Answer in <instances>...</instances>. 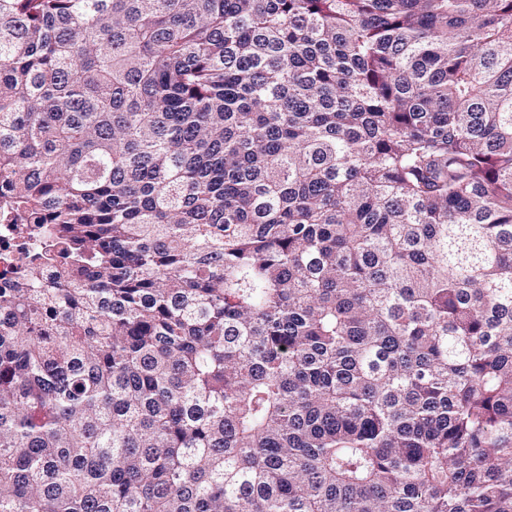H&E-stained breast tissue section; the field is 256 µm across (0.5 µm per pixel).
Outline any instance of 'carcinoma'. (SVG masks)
<instances>
[{"label":"carcinoma","instance_id":"obj_1","mask_svg":"<svg viewBox=\"0 0 512 512\" xmlns=\"http://www.w3.org/2000/svg\"><path fill=\"white\" fill-rule=\"evenodd\" d=\"M0 512H512V0H0ZM27 241L16 236L9 224L0 227V287L14 278V269L20 249Z\"/></svg>","mask_w":512,"mask_h":512}]
</instances>
